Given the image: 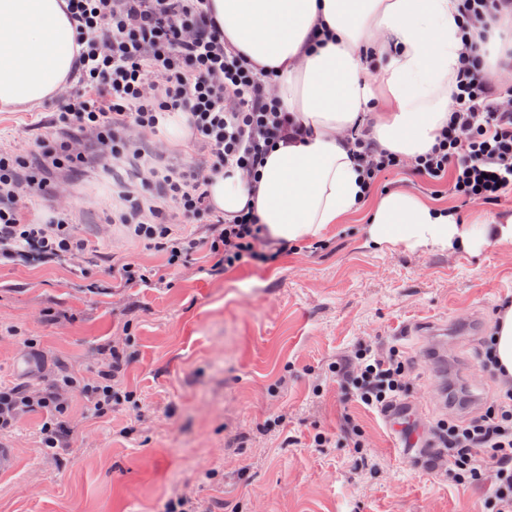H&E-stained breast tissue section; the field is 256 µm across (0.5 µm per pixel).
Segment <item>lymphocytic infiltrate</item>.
<instances>
[{
	"label": "lymphocytic infiltrate",
	"mask_w": 512,
	"mask_h": 512,
	"mask_svg": "<svg viewBox=\"0 0 512 512\" xmlns=\"http://www.w3.org/2000/svg\"><path fill=\"white\" fill-rule=\"evenodd\" d=\"M64 8L78 36L66 77L76 89L57 106V135L42 139L37 152L0 148V263L91 262L66 210H47L41 222L29 224L18 206L21 192H46L52 171L87 164L89 155L75 148L86 133L102 167L138 160L152 192L128 197L113 209L112 221L161 253L167 268L190 267L199 251L213 272L249 261L269 265L291 251V244L267 233L254 208L227 220L210 202L214 176L232 168L257 181L270 151L303 140L309 131L272 97V74L256 71L225 42L209 0H64ZM448 97V122L421 156L391 152L366 129L348 134L366 193L400 171L447 185L464 203L495 204L512 191V86L493 82L479 40L464 42ZM174 126L185 132L191 150L203 151V160L161 168L128 137L133 129L165 134ZM200 224L206 227L201 238L193 233ZM127 360L113 351L110 370L91 384L71 374L38 389L0 384V432L23 412L47 408L56 419L43 425V443L60 447L69 437L66 394L82 392L96 417L108 415L124 400L114 382ZM479 364L497 373L501 395L477 414L439 420L432 428L437 454L430 464H447L460 485L479 480L482 466L493 465V512H512V373L500 368L489 336ZM335 373L354 400L385 416L398 410L415 378L399 350L381 356L362 343L351 364L336 366Z\"/></svg>",
	"instance_id": "obj_1"
}]
</instances>
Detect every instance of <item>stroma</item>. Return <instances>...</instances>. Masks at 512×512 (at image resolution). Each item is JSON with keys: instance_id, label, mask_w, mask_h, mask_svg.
<instances>
[{"instance_id": "obj_1", "label": "stroma", "mask_w": 512, "mask_h": 512, "mask_svg": "<svg viewBox=\"0 0 512 512\" xmlns=\"http://www.w3.org/2000/svg\"><path fill=\"white\" fill-rule=\"evenodd\" d=\"M69 92L61 84L53 96L1 108L0 145L35 152L51 131L54 97ZM384 186L433 207L454 204L447 187L406 172ZM137 187L127 165L64 169L23 211L34 222L67 207L101 256L84 274L69 263L0 267V382L44 385L64 370L90 383L117 348L130 355L127 399L99 419L71 393L73 435L53 449L42 444L49 411L21 415L0 434L15 458L0 473V512H168L181 498L194 512H490L492 468L460 486L414 458L438 419L481 411L499 395L478 359L512 303V240L470 251L379 246L367 233L368 202L328 225L325 249L220 273L201 257L170 286L116 288L113 260L164 263L107 221L113 194ZM457 207L464 218L512 220V195ZM434 326L448 329L439 353ZM362 340L398 348L415 368L412 434L348 399L332 374ZM349 420L361 448L344 437ZM320 431L329 446L315 444Z\"/></svg>"}]
</instances>
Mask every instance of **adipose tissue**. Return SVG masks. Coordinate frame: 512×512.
Returning <instances> with one entry per match:
<instances>
[{
  "label": "adipose tissue",
  "mask_w": 512,
  "mask_h": 512,
  "mask_svg": "<svg viewBox=\"0 0 512 512\" xmlns=\"http://www.w3.org/2000/svg\"><path fill=\"white\" fill-rule=\"evenodd\" d=\"M224 39L255 65L275 72V93L311 134L273 149L256 188L224 173L209 187L212 205L233 216L254 206L270 236L315 238L341 223L363 196V179L343 139L368 109L382 116L374 139L415 157L448 120V87L465 22L458 0H210ZM325 24L330 38L311 39ZM76 31L62 0H0V106L50 95L73 65ZM379 245L470 249L512 238L511 223L471 221L405 192L377 202L368 219Z\"/></svg>",
  "instance_id": "obj_1"
}]
</instances>
